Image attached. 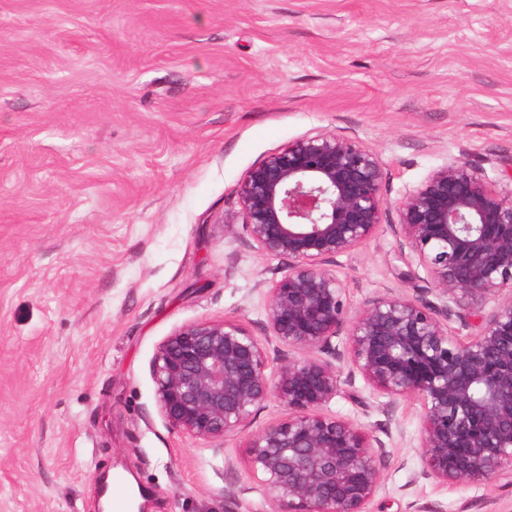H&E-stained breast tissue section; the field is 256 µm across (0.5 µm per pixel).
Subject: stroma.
Returning a JSON list of instances; mask_svg holds the SVG:
<instances>
[{
    "label": "stroma",
    "instance_id": "stroma-1",
    "mask_svg": "<svg viewBox=\"0 0 512 512\" xmlns=\"http://www.w3.org/2000/svg\"><path fill=\"white\" fill-rule=\"evenodd\" d=\"M334 132L386 174L332 265L350 316L432 300L395 205L456 159L512 186V0H0V512H102L115 472L147 512H273L248 435L216 458L172 429L151 365L199 319L264 336L286 267L248 247L241 185ZM384 402L358 377L327 408L387 446L366 512H512L501 482L423 478L421 398Z\"/></svg>",
    "mask_w": 512,
    "mask_h": 512
}]
</instances>
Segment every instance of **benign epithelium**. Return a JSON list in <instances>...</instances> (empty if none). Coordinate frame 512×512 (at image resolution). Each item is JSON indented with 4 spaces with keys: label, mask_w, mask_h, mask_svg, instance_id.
Wrapping results in <instances>:
<instances>
[{
    "label": "benign epithelium",
    "mask_w": 512,
    "mask_h": 512,
    "mask_svg": "<svg viewBox=\"0 0 512 512\" xmlns=\"http://www.w3.org/2000/svg\"><path fill=\"white\" fill-rule=\"evenodd\" d=\"M379 158L324 133L299 139L253 167L242 184L249 245L286 262L267 292L260 339L231 320L181 326L152 361L161 416L214 443L244 432L274 397L288 410L253 434L250 471L275 512H364L380 491L384 444L325 408L347 362L388 406L422 399L423 477L439 485H512V188H491L469 163L431 171L396 205L398 257L429 276L434 304L400 296L372 302L352 322L346 351L332 345L347 304L330 265L376 232L387 202ZM498 298L479 332L448 331L462 311ZM294 352L267 372L268 346Z\"/></svg>",
    "instance_id": "1"
}]
</instances>
